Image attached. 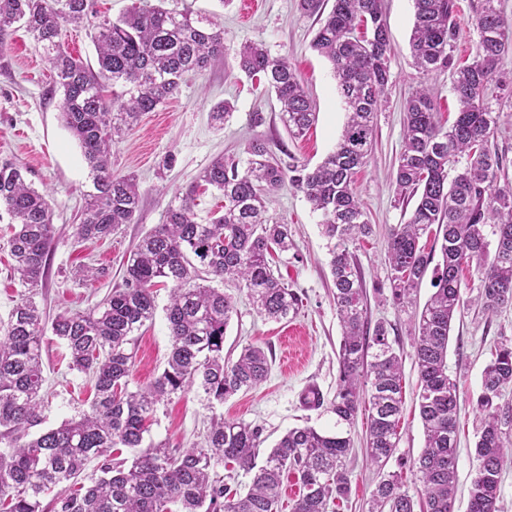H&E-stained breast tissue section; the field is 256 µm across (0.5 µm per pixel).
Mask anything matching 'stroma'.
<instances>
[{
	"instance_id": "35a3bbf8",
	"label": "stroma",
	"mask_w": 512,
	"mask_h": 512,
	"mask_svg": "<svg viewBox=\"0 0 512 512\" xmlns=\"http://www.w3.org/2000/svg\"><path fill=\"white\" fill-rule=\"evenodd\" d=\"M162 6L177 12L190 10L216 21L224 29V53L205 75L186 76L173 97L143 115L133 130L113 144V173L134 175L143 198L136 223L123 225L103 242L81 244L74 237L92 184L80 145L60 119L62 95L53 89L41 46L16 26L6 49L0 51V159L19 165L28 183L48 193L53 210L50 269L37 296L46 317L64 310L89 311L121 284L126 258L141 237L164 222L174 191L194 181L214 158L245 159L249 141L258 136L268 140L272 152L284 151L314 166L335 149L340 138L346 116L332 66L312 49L318 23L300 11L298 0H258L254 10L248 0H162ZM385 13L392 47L388 100L377 115L371 156L354 183L373 232L357 246L355 255L367 288L370 323L386 322L398 333L404 403L397 454L413 459L424 443L418 370L410 341V316L388 299L386 265L387 230L403 223L413 208L397 195L393 183L402 148L404 105L420 82L409 47L413 0H385ZM249 42L263 43L272 56L287 58L300 75L318 112L317 122L303 137H289L274 93L241 69L239 51ZM223 101L230 102L234 111L219 130L211 125L209 114ZM254 112L262 113L261 125H252ZM168 155L174 156L175 165L160 171ZM268 214L273 221L290 225L293 232L295 247L280 257L278 267L300 298L297 314L281 322L264 319L252 308L246 290L232 282L224 285L236 301L224 353L234 359L244 346H260L271 365L267 379L213 405L197 388H186L158 406L146 442L162 441L177 450L204 446L215 417L260 426L265 438L259 450L263 456L289 429L311 426L321 432L335 431L336 417L329 404L336 395L341 330L320 217L304 195L288 184L276 192ZM83 264L105 267L108 274L92 284L78 285L72 273ZM168 299V288L157 287L155 316L137 332L132 344L135 360L130 388L147 386L166 365L171 345L165 318ZM504 337L512 339V306L489 315L468 306L452 324L448 372L457 380L460 402L454 512H467L477 466L474 445L481 419L477 399L482 371L491 348ZM42 361L45 424L55 427L88 409L93 384L85 374L69 369L64 343L49 333L42 341ZM312 388L322 395L324 407L304 405L302 397ZM366 417V412H359L351 430L350 495L329 512L368 510L377 467L366 450Z\"/></svg>"
}]
</instances>
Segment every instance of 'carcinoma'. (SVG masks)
Instances as JSON below:
<instances>
[{"label":"carcinoma","instance_id":"carcinoma-1","mask_svg":"<svg viewBox=\"0 0 512 512\" xmlns=\"http://www.w3.org/2000/svg\"><path fill=\"white\" fill-rule=\"evenodd\" d=\"M299 0L300 10L318 19L311 47L326 57L338 82L347 120L336 149L317 166L273 159L269 142L253 140L248 157L216 158L196 180L175 191L165 222L145 234L127 259L122 284L97 308L63 311L51 321L53 335L70 352L71 367L94 379V398L79 419L44 427L41 343L46 322L35 301L43 287L53 241L47 194L26 182L21 169L0 160V221L12 231L6 241L13 271L27 292L0 324V512H280L281 482L291 472L300 494L290 512H328L348 498L351 450L348 428L368 405L366 445L378 468L368 512H414L400 473L385 471L400 441L402 356L389 339V326L369 327L368 298L350 244L372 234V225L353 189V178L368 161L375 118L390 80V42L382 0ZM410 51L419 88L404 106L403 146L394 175L397 193L416 198L408 220L389 230L387 261L391 299L401 310L416 296L435 251V291L414 311L412 348L419 373L418 402L424 446L411 472L425 499L421 512H453L457 490L456 380L448 373L452 322L465 306L480 304L496 313L512 305V181L495 141L503 104L489 97L504 85L502 57L512 51V19L501 0H477L478 32L472 62L455 64V0H414ZM93 13V0H0V51L16 23L43 46L54 88L63 92L60 116L79 142L93 191L75 225L79 243L102 242L136 220L141 191L132 176L112 173V143L142 114L174 95L184 75L205 73L224 52V29L202 16L167 11L148 0L115 20L98 22L93 41L97 68L67 51L64 25L80 26ZM240 67L264 76L280 104L289 137L315 123L316 108L301 78L284 57L262 43L240 50ZM453 71L459 102L448 127L437 120L434 97L423 80ZM455 172L448 178V172ZM304 194L319 212L329 243L333 299L342 339L339 375L331 411L345 429L319 432L293 428L271 448L262 464L256 451L262 429L244 421L214 420L205 446L175 451L165 443L143 446L157 406L186 387L197 386L209 402L222 403L264 382L270 363L265 351L249 345L237 359L224 358V336L235 311L233 298L215 282L244 284L256 312L282 321L296 314L298 296L272 266L274 255L294 249L291 229L270 222V197L285 184ZM222 192L223 209L209 222L195 219L199 190ZM475 265L478 283L461 279L462 266ZM204 271L210 283L200 282ZM104 269L85 266L73 274L94 282ZM172 284L166 319L171 348L164 370L146 387L129 390L134 333L156 311L153 288ZM467 288L475 296L466 297ZM512 384V339L494 346L482 372L477 405L483 412L474 456L475 477L468 512H500L501 473L512 461V404L494 400ZM132 451L129 466L112 462V449ZM99 475L84 476L90 459ZM231 463L252 474L243 494L216 477ZM54 497L48 504L43 498Z\"/></svg>","mask_w":512,"mask_h":512}]
</instances>
